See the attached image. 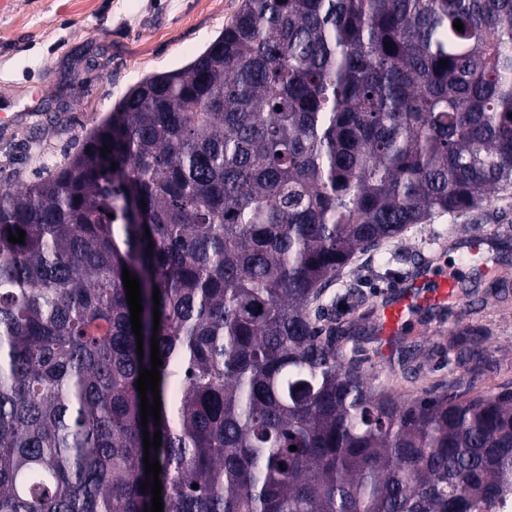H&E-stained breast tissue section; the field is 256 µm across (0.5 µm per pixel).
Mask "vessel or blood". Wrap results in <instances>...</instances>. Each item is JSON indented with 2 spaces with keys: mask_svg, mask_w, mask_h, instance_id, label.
Wrapping results in <instances>:
<instances>
[{
  "mask_svg": "<svg viewBox=\"0 0 512 512\" xmlns=\"http://www.w3.org/2000/svg\"><path fill=\"white\" fill-rule=\"evenodd\" d=\"M458 287L455 273L438 272L428 266L400 283L379 309L378 334L383 340L381 355H388V340L399 333L412 308L418 305L434 309L446 307L456 297Z\"/></svg>",
  "mask_w": 512,
  "mask_h": 512,
  "instance_id": "1",
  "label": "vessel or blood"
}]
</instances>
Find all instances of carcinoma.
<instances>
[{"mask_svg": "<svg viewBox=\"0 0 512 512\" xmlns=\"http://www.w3.org/2000/svg\"><path fill=\"white\" fill-rule=\"evenodd\" d=\"M511 190L512 0H241L195 60L0 189V512H151L157 429L163 512H492L512 383L376 384L375 310L342 326L319 301L356 254ZM485 337L448 331L471 375Z\"/></svg>", "mask_w": 512, "mask_h": 512, "instance_id": "1", "label": "carcinoma"}]
</instances>
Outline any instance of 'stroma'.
<instances>
[{
  "instance_id": "stroma-1",
  "label": "stroma",
  "mask_w": 512,
  "mask_h": 512,
  "mask_svg": "<svg viewBox=\"0 0 512 512\" xmlns=\"http://www.w3.org/2000/svg\"><path fill=\"white\" fill-rule=\"evenodd\" d=\"M240 0H0V187L32 181L43 160L76 152L95 121L106 117L126 90L152 73L190 62L233 19ZM486 234L499 238L498 266L512 274V196H496L467 216H444L405 231L391 251L431 259L462 283L486 288L471 267L456 262L444 244ZM372 254L335 282L334 292L356 287L365 297H385L411 269L395 262L382 278L367 276ZM488 329L485 346L498 372L477 381L480 391L512 383V299L496 307L454 306L446 320L421 327L410 390L463 376L440 335L456 320Z\"/></svg>"
}]
</instances>
